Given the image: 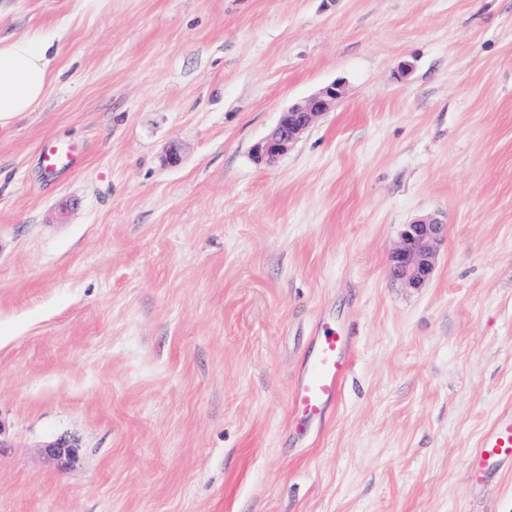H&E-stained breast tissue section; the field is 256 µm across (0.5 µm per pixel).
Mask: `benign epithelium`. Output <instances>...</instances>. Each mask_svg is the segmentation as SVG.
Masks as SVG:
<instances>
[{"label": "benign epithelium", "mask_w": 512, "mask_h": 512, "mask_svg": "<svg viewBox=\"0 0 512 512\" xmlns=\"http://www.w3.org/2000/svg\"><path fill=\"white\" fill-rule=\"evenodd\" d=\"M340 96V85L334 82L303 103L284 109L276 125L255 146V157L268 164L275 163ZM443 232L444 225L424 219L404 225L400 244L391 255V276L408 288L423 287L431 277L435 247Z\"/></svg>", "instance_id": "1"}]
</instances>
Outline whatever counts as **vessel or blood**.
I'll list each match as a JSON object with an SVG mask.
<instances>
[{
	"mask_svg": "<svg viewBox=\"0 0 512 512\" xmlns=\"http://www.w3.org/2000/svg\"><path fill=\"white\" fill-rule=\"evenodd\" d=\"M351 338L329 321L317 324L311 351L301 363L291 387L298 415L295 431L308 439L311 425L322 424L340 396L351 366ZM468 478L482 480L487 471L512 461V413L494 423L471 449Z\"/></svg>",
	"mask_w": 512,
	"mask_h": 512,
	"instance_id": "1",
	"label": "vessel or blood"
}]
</instances>
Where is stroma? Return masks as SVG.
Instances as JSON below:
<instances>
[{
  "instance_id": "stroma-1",
  "label": "stroma",
  "mask_w": 512,
  "mask_h": 512,
  "mask_svg": "<svg viewBox=\"0 0 512 512\" xmlns=\"http://www.w3.org/2000/svg\"><path fill=\"white\" fill-rule=\"evenodd\" d=\"M25 33L62 40L0 128V512H512L511 463L467 477L512 411V0H0ZM321 316L353 363L296 443ZM340 96V85L334 82L303 103L288 106L280 113L276 125L255 146V157L267 164L275 163L320 114L330 110ZM443 232L444 224L424 219L404 224L400 244L391 255V276L408 288L423 287L431 277Z\"/></svg>"
}]
</instances>
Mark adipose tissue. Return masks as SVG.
<instances>
[{"instance_id": "1", "label": "adipose tissue", "mask_w": 512, "mask_h": 512, "mask_svg": "<svg viewBox=\"0 0 512 512\" xmlns=\"http://www.w3.org/2000/svg\"><path fill=\"white\" fill-rule=\"evenodd\" d=\"M57 55L54 39L40 34L0 39V126L45 99Z\"/></svg>"}]
</instances>
